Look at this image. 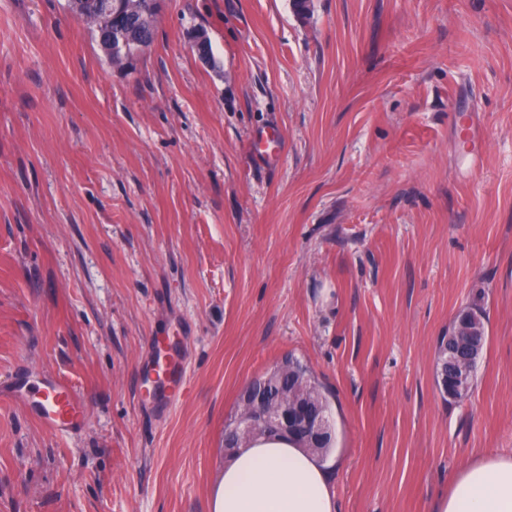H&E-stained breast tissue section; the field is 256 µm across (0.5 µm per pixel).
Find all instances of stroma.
I'll list each match as a JSON object with an SVG mask.
<instances>
[{
	"mask_svg": "<svg viewBox=\"0 0 512 512\" xmlns=\"http://www.w3.org/2000/svg\"><path fill=\"white\" fill-rule=\"evenodd\" d=\"M66 4L0 0V512H212L288 354L330 400L335 512H431L512 452V0H161L128 72ZM475 303L455 400L438 341ZM167 335L190 394L158 415ZM50 374L82 428L8 392ZM254 140L257 144L255 154L263 163H274L283 149V138L280 131L272 128H264L256 133Z\"/></svg>",
	"mask_w": 512,
	"mask_h": 512,
	"instance_id": "35a3bbf8",
	"label": "stroma"
}]
</instances>
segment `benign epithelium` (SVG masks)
Returning <instances> with one entry per match:
<instances>
[{
    "label": "benign epithelium",
    "instance_id": "7a95c632",
    "mask_svg": "<svg viewBox=\"0 0 512 512\" xmlns=\"http://www.w3.org/2000/svg\"><path fill=\"white\" fill-rule=\"evenodd\" d=\"M448 359L444 376L453 392L464 390L471 379L473 361L481 345L478 336L471 335L465 323H454L449 335ZM263 387L251 383L244 397L251 400L250 418L237 429L238 436L248 438L257 432L293 435L306 443L308 449L321 446L329 432L328 419L320 412H311L302 402L289 394L269 407L261 400Z\"/></svg>",
    "mask_w": 512,
    "mask_h": 512
}]
</instances>
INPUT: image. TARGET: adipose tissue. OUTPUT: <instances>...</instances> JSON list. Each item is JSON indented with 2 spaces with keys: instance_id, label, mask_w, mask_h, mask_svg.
Wrapping results in <instances>:
<instances>
[{
  "instance_id": "obj_1",
  "label": "adipose tissue",
  "mask_w": 512,
  "mask_h": 512,
  "mask_svg": "<svg viewBox=\"0 0 512 512\" xmlns=\"http://www.w3.org/2000/svg\"><path fill=\"white\" fill-rule=\"evenodd\" d=\"M331 473L310 451L261 440L237 448L213 512H335ZM432 512H512V454H489L457 472Z\"/></svg>"
}]
</instances>
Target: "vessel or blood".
Returning <instances> with one entry per match:
<instances>
[{"mask_svg": "<svg viewBox=\"0 0 512 512\" xmlns=\"http://www.w3.org/2000/svg\"><path fill=\"white\" fill-rule=\"evenodd\" d=\"M256 156L264 163H274L283 149V138L278 130L266 128L256 133ZM154 387L147 394L146 405L154 412L168 409L171 403L186 392V370L181 359L165 364H149ZM36 418L43 427L53 432L80 428L84 423L82 405L74 388L67 382L45 378L30 400Z\"/></svg>", "mask_w": 512, "mask_h": 512, "instance_id": "1", "label": "vessel or blood"}]
</instances>
